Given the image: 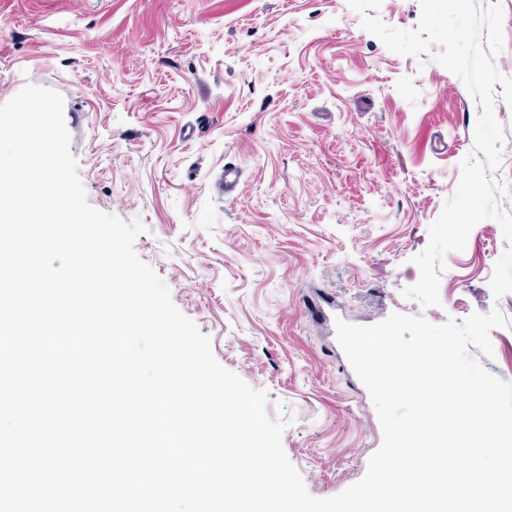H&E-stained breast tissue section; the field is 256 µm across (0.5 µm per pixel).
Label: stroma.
I'll return each instance as SVG.
<instances>
[{
    "instance_id": "35a3bbf8",
    "label": "stroma",
    "mask_w": 512,
    "mask_h": 512,
    "mask_svg": "<svg viewBox=\"0 0 512 512\" xmlns=\"http://www.w3.org/2000/svg\"><path fill=\"white\" fill-rule=\"evenodd\" d=\"M29 84L64 98L88 203L144 224L135 251L175 306L291 417L282 445L313 496L360 480L382 442L336 320L512 319L489 286L508 246L493 219L447 254L440 306L404 297L480 107L347 0H0V103Z\"/></svg>"
}]
</instances>
